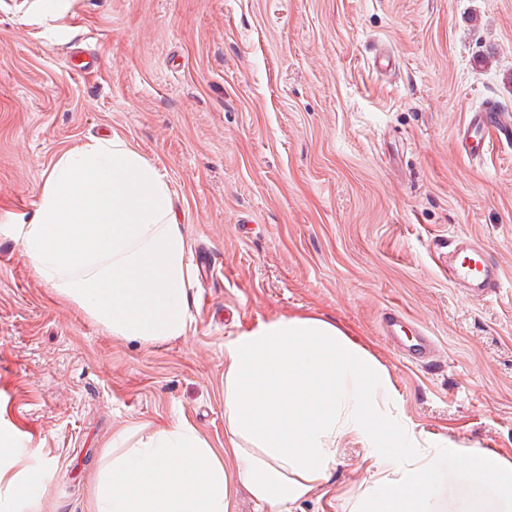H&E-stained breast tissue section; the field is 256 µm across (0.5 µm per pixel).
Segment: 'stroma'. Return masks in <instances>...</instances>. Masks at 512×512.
<instances>
[{
    "instance_id": "obj_1",
    "label": "stroma",
    "mask_w": 512,
    "mask_h": 512,
    "mask_svg": "<svg viewBox=\"0 0 512 512\" xmlns=\"http://www.w3.org/2000/svg\"><path fill=\"white\" fill-rule=\"evenodd\" d=\"M488 102L512 111V0H0V466L31 489L0 483V512H87L88 472L136 425L184 420L223 448L224 341L279 316L357 339L423 437L512 461V147H458ZM108 135L165 174L189 263L216 260L172 342L59 302L13 234L58 154ZM460 233L491 248L499 296L449 283ZM390 309L435 362L383 336ZM368 480L343 437L294 512H350ZM493 496L453 464L437 483L441 512Z\"/></svg>"
}]
</instances>
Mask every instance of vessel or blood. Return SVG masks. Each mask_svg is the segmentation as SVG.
Wrapping results in <instances>:
<instances>
[{
  "instance_id": "obj_1",
  "label": "vessel or blood",
  "mask_w": 512,
  "mask_h": 512,
  "mask_svg": "<svg viewBox=\"0 0 512 512\" xmlns=\"http://www.w3.org/2000/svg\"><path fill=\"white\" fill-rule=\"evenodd\" d=\"M512 145V113L496 105H486L473 113L463 146L473 157H480L501 145ZM451 284L463 288L470 297L485 300L498 296L503 280L489 248L471 237H457L448 244L444 262Z\"/></svg>"
}]
</instances>
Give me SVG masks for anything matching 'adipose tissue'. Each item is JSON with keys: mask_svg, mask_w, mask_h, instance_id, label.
<instances>
[{"mask_svg": "<svg viewBox=\"0 0 512 512\" xmlns=\"http://www.w3.org/2000/svg\"><path fill=\"white\" fill-rule=\"evenodd\" d=\"M15 234L37 276L112 335L153 346L191 329L177 199L119 136L61 151ZM394 401L386 368L333 321L240 326L224 342V450L184 420L113 437L89 477V512H235L240 486L255 512H293L329 483L345 435L369 471L354 512H437L451 460L472 483L493 482L496 512H512V462L445 441L422 447Z\"/></svg>", "mask_w": 512, "mask_h": 512, "instance_id": "1", "label": "adipose tissue"}]
</instances>
